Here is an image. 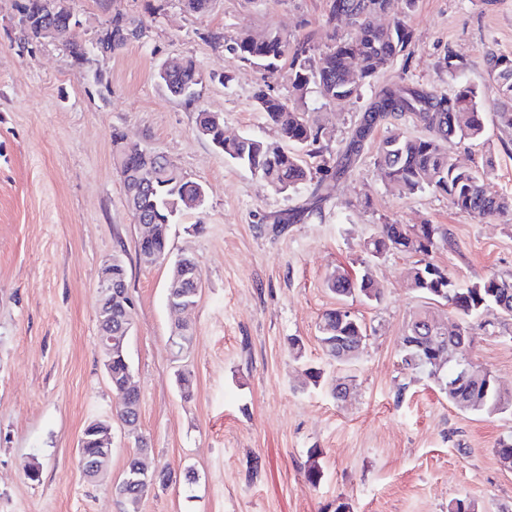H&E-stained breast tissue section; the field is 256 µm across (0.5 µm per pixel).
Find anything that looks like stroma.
Here are the masks:
<instances>
[{
    "instance_id": "35a3bbf8",
    "label": "stroma",
    "mask_w": 512,
    "mask_h": 512,
    "mask_svg": "<svg viewBox=\"0 0 512 512\" xmlns=\"http://www.w3.org/2000/svg\"><path fill=\"white\" fill-rule=\"evenodd\" d=\"M17 0H0V512H123L112 493L136 437L112 425L107 476L89 480L78 463L85 425L111 419L117 398L98 352V282L120 256L135 309L128 352L140 390L139 435L149 462L176 483L144 497L139 512H449L456 500L478 512H512V464L495 452L512 434V409L459 410L426 375L404 370L400 342L423 308L447 325L445 303L408 284L413 256L390 252L371 265L381 302L343 300L327 287L337 267L360 270L363 246L381 225L436 224L447 230L433 261L461 285L512 276V221L484 223L445 194L411 199L380 180L377 149L394 132L421 135L410 119L379 122L348 171L318 191L271 189L233 164L196 127L219 112L227 136L279 141L254 94L260 83L288 94L285 71L261 78L215 43L245 30L277 28L320 39L330 0H214L209 13L180 0H70L75 34L93 45L118 12L142 20L141 36L110 59L74 64L65 43L26 39ZM412 38L358 98L309 93L304 110L326 131L339 160L351 131L383 87L443 91L472 86L484 137L459 142L462 167L493 160L490 191L512 196V130L497 117L499 92L488 54L512 58V0H418ZM191 57L204 80L193 100L158 82L162 64ZM461 68L449 73V59ZM170 158L205 191L203 204L169 229L172 256H194L202 273L186 354L170 346V265H144L137 226L112 161V132ZM203 224V233L189 232ZM347 308L368 339L351 363L328 359L318 341L327 311ZM473 324L467 356L512 392V320L490 313ZM298 339L294 358L289 339ZM322 369L309 382L307 366ZM193 388L182 397L178 371ZM351 395L333 396L336 382ZM318 457H311V449ZM317 459L323 477L309 485ZM38 479H30L31 469ZM196 480L187 483L186 471Z\"/></svg>"
}]
</instances>
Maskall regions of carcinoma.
<instances>
[{"mask_svg":"<svg viewBox=\"0 0 512 512\" xmlns=\"http://www.w3.org/2000/svg\"><path fill=\"white\" fill-rule=\"evenodd\" d=\"M386 2L388 0H332L325 21L327 44L321 50L309 37L290 39L275 28L240 34L229 45V50L240 60L270 74L278 71L281 63L288 62L292 103L261 87L255 93V105L296 151L256 137L227 139L223 122L215 121L209 112H200L197 116V126L205 131L204 137L226 158L254 172L280 193L294 191L317 177L328 176L332 167L327 159H322V164L314 170L300 159L299 152L311 146L315 153L322 154L318 143L324 136L323 129L302 109L303 99L313 88L329 101L356 97L360 84L374 80L404 50L411 39L407 15L393 17L384 27L376 24V8ZM17 10L21 16L42 19L47 14V0H18ZM343 20L358 28L356 38L336 37V23ZM142 29V21L118 12L96 39L95 49L112 54L123 49L130 37ZM67 48L75 64L82 65L88 60V49L82 40L71 38ZM487 65L502 98V109L498 112L500 123L512 129V59L492 54L487 58ZM158 78L172 94L191 98L203 82V72L194 59L187 58L176 69L161 68ZM405 117L420 124L425 134L394 133L383 140L376 158V170L382 181L405 198L426 191L443 193L454 208L480 220L512 216V196L494 194L488 189L486 180L493 170V160H487L479 173L457 167L450 151V144L455 141L477 140L484 131L482 109L476 91L470 87L436 91L394 84L382 89L346 144L345 159L360 152L377 122ZM112 160L117 173L124 177L128 204L150 225L151 247L169 249V227L188 209V201L196 197L198 183L188 179L177 165L164 157L128 145L126 135L116 129L112 131ZM441 241H447V235L435 224H384L365 253L370 259L391 250L420 256L411 268V288L435 301L439 300L436 288L447 290L448 304L463 320L479 318L490 311L512 319L511 276L492 274L466 287L449 276L437 284L421 282L419 271L422 266L432 264L431 254ZM349 278L348 270L339 267L328 278V287L341 298L358 296L370 302L381 300L382 289L369 270L358 274L353 282ZM430 315L428 310L417 312L414 328L402 337L400 361L406 370L419 371L412 361L428 355L420 337L429 335ZM320 330L322 350L331 359L336 358V339L348 341L360 334L366 335V328L358 318L352 316L342 321L335 310L324 314ZM130 366L127 348L113 351L112 391L117 395L123 389ZM454 372L452 362L439 370L444 382L440 391L456 408L488 414L512 408V395L499 390L491 372L480 370L471 381L460 385L453 378ZM134 472L141 478L153 472L146 463V456L136 453L128 459L124 477ZM147 490L144 483L125 487L119 482L113 488L126 512H138Z\"/></svg>","mask_w":512,"mask_h":512,"instance_id":"cac0c4a2","label":"carcinoma"}]
</instances>
